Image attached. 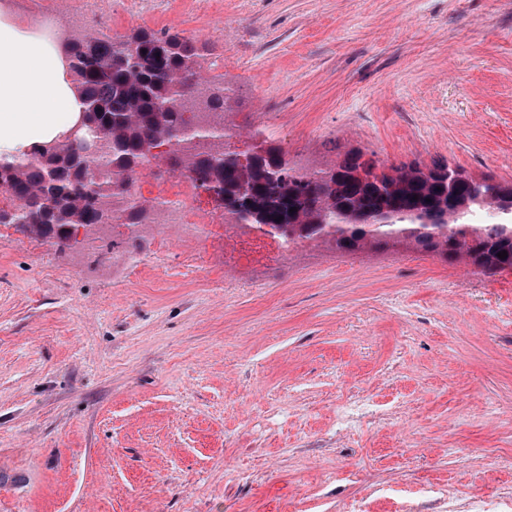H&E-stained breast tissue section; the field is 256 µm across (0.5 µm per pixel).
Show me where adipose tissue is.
Wrapping results in <instances>:
<instances>
[{
  "instance_id": "ef3b65f1",
  "label": "adipose tissue",
  "mask_w": 512,
  "mask_h": 512,
  "mask_svg": "<svg viewBox=\"0 0 512 512\" xmlns=\"http://www.w3.org/2000/svg\"><path fill=\"white\" fill-rule=\"evenodd\" d=\"M83 108L61 32L0 11V159L60 139Z\"/></svg>"
}]
</instances>
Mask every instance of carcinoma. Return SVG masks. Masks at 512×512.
Here are the masks:
<instances>
[{"label": "carcinoma", "mask_w": 512, "mask_h": 512, "mask_svg": "<svg viewBox=\"0 0 512 512\" xmlns=\"http://www.w3.org/2000/svg\"><path fill=\"white\" fill-rule=\"evenodd\" d=\"M68 49L85 129L105 150L88 158L63 142L33 148L22 163L0 162V192L17 201L0 208V224L62 243L76 228L96 229L109 220L102 200L113 177L135 176L151 152L155 164L194 175L241 222L289 239L323 237L345 253L406 244L485 275L512 271V180L440 163L386 166L360 151L311 174L264 140L226 151L222 128L178 136L190 126L183 99L198 83L191 38L140 30L114 44L81 34L68 38ZM161 146L168 151L155 152Z\"/></svg>", "instance_id": "cac0c4a2"}]
</instances>
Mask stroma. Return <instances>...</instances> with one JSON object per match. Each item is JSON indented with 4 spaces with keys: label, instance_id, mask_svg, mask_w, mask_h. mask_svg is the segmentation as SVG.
I'll return each instance as SVG.
<instances>
[{
    "label": "stroma",
    "instance_id": "1",
    "mask_svg": "<svg viewBox=\"0 0 512 512\" xmlns=\"http://www.w3.org/2000/svg\"><path fill=\"white\" fill-rule=\"evenodd\" d=\"M75 2L14 15L192 37L230 150L512 179V0ZM124 233L0 237V512H448L512 490V271L324 244L229 267L223 238L150 224L116 267ZM366 398L376 418L339 430Z\"/></svg>",
    "mask_w": 512,
    "mask_h": 512
}]
</instances>
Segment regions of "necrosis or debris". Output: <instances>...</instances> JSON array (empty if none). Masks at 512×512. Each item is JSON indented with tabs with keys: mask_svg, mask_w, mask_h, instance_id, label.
<instances>
[{
	"mask_svg": "<svg viewBox=\"0 0 512 512\" xmlns=\"http://www.w3.org/2000/svg\"><path fill=\"white\" fill-rule=\"evenodd\" d=\"M205 195V190L194 175L183 172L175 177L157 168L153 171L152 180L136 179L128 189L113 191L107 206L112 213L113 223L122 224L126 222L132 206L141 204L146 198H154L157 202L154 223L160 232L175 227L195 239L232 236L236 247L229 259L236 263L282 261L297 249L305 247V240H288L257 225L237 223L229 214L220 222L205 221L202 207Z\"/></svg>",
	"mask_w": 512,
	"mask_h": 512,
	"instance_id": "necrosis-or-debris-1",
	"label": "necrosis or debris"
}]
</instances>
